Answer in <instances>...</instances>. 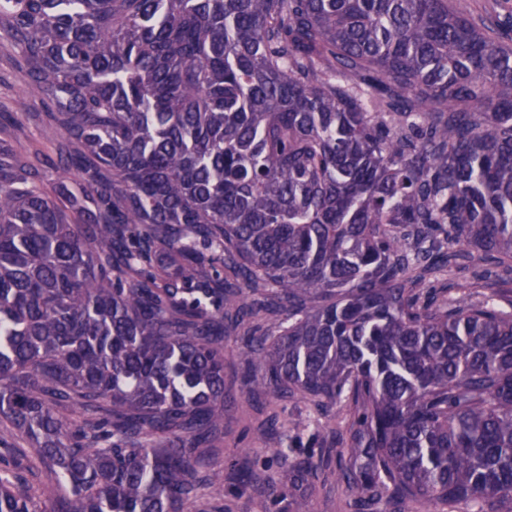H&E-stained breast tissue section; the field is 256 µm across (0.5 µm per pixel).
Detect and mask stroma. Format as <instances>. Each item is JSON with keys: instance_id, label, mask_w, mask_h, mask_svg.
I'll return each instance as SVG.
<instances>
[{"instance_id": "35a3bbf8", "label": "stroma", "mask_w": 512, "mask_h": 512, "mask_svg": "<svg viewBox=\"0 0 512 512\" xmlns=\"http://www.w3.org/2000/svg\"><path fill=\"white\" fill-rule=\"evenodd\" d=\"M457 10L475 21L491 20L496 24L494 36L500 43L512 46V0H454ZM0 106L21 117L23 123L16 133L14 144L26 152L33 147L49 148L57 138L55 128L26 123V113L35 111L34 101L25 92L21 79L12 68L6 50L0 49ZM436 287L447 289L450 298L471 300L492 294L512 295V282H497L480 278L471 265L439 274ZM245 366L241 360V344L232 336L224 340V446L208 455L206 463L224 471L223 485L204 490L197 504L199 512H275L272 494L252 488H239L236 474L248 466L261 473L266 482L276 487L277 493L287 494L282 482L280 450L289 456H304V449L289 447L295 434L310 437L317 426L342 428L344 412L333 408L320 413L310 403L297 398L268 400L247 393L244 387ZM347 453L337 448L334 468L326 478L309 479L307 500L310 512H352L351 494L341 482L336 470L344 466Z\"/></svg>"}]
</instances>
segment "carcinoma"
Instances as JSON below:
<instances>
[{
	"label": "carcinoma",
	"mask_w": 512,
	"mask_h": 512,
	"mask_svg": "<svg viewBox=\"0 0 512 512\" xmlns=\"http://www.w3.org/2000/svg\"><path fill=\"white\" fill-rule=\"evenodd\" d=\"M449 0H0L50 152L0 108V512H186L256 391L346 410L355 512H512V47ZM264 290L248 299L242 286ZM74 407L71 424L62 411ZM288 482L317 476L285 461ZM434 284L437 288H451L448 290V298L457 300H471L492 294L508 297L512 289L510 279L507 283L482 279L478 270L467 263L439 274Z\"/></svg>",
	"instance_id": "obj_1"
}]
</instances>
